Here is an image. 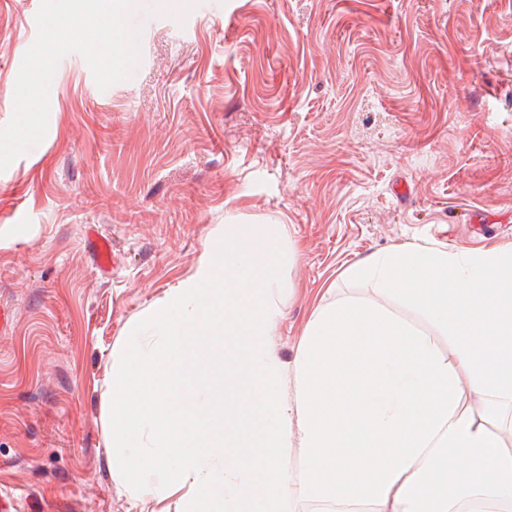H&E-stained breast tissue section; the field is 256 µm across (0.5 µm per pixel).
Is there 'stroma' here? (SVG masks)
<instances>
[{
  "label": "stroma",
  "mask_w": 512,
  "mask_h": 512,
  "mask_svg": "<svg viewBox=\"0 0 512 512\" xmlns=\"http://www.w3.org/2000/svg\"><path fill=\"white\" fill-rule=\"evenodd\" d=\"M36 2L0 0V127ZM132 21L133 77L103 91L65 56L44 140L0 172V512H159L112 479V354L225 219L288 226L286 367L366 256L512 245V0H139Z\"/></svg>",
  "instance_id": "1"
}]
</instances>
